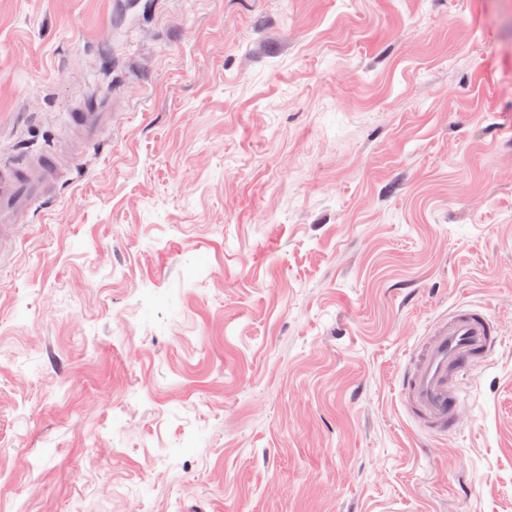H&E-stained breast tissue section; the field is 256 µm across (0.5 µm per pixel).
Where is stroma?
Masks as SVG:
<instances>
[{"instance_id":"stroma-1","label":"stroma","mask_w":512,"mask_h":512,"mask_svg":"<svg viewBox=\"0 0 512 512\" xmlns=\"http://www.w3.org/2000/svg\"><path fill=\"white\" fill-rule=\"evenodd\" d=\"M44 147L0 512H512V0H0V154ZM462 303L440 433L403 382ZM112 119L111 112H99L96 109L70 112L69 123L85 145H90L99 132L108 126ZM499 330L486 313L460 308L428 336L406 378L407 402L440 432L460 420L457 386L477 352L490 353ZM459 378L453 382L454 372Z\"/></svg>"}]
</instances>
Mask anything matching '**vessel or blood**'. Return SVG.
Segmentation results:
<instances>
[{"label":"vessel or blood","mask_w":512,"mask_h":512,"mask_svg":"<svg viewBox=\"0 0 512 512\" xmlns=\"http://www.w3.org/2000/svg\"><path fill=\"white\" fill-rule=\"evenodd\" d=\"M112 115L95 109L71 113L69 122L84 144H91ZM66 166L52 151L0 161V241L21 223L32 205L64 176ZM499 330L486 313L461 308L428 336L406 378L407 402L429 424L444 432L460 420L457 384L476 353L491 352Z\"/></svg>","instance_id":"vessel-or-blood-1"}]
</instances>
